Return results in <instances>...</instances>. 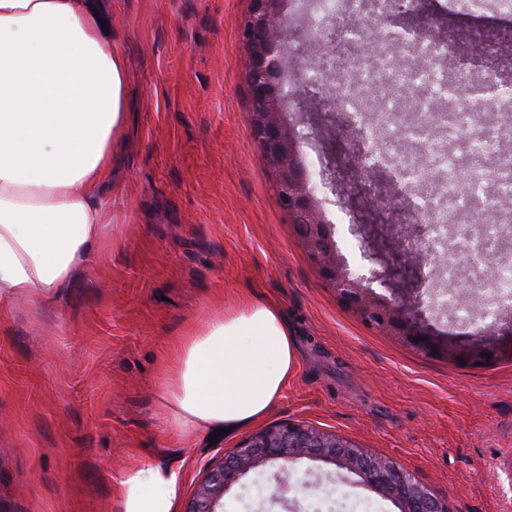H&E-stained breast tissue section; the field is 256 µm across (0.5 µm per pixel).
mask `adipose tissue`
Segmentation results:
<instances>
[{
  "instance_id": "1",
  "label": "adipose tissue",
  "mask_w": 512,
  "mask_h": 512,
  "mask_svg": "<svg viewBox=\"0 0 512 512\" xmlns=\"http://www.w3.org/2000/svg\"><path fill=\"white\" fill-rule=\"evenodd\" d=\"M92 0H0V307L51 299L92 264L109 208L112 141L126 120V63ZM279 305L211 314L162 365L156 417L185 439L262 419L297 368ZM119 512H175L178 470L132 465Z\"/></svg>"
}]
</instances>
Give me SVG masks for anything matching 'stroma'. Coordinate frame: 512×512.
<instances>
[{
	"mask_svg": "<svg viewBox=\"0 0 512 512\" xmlns=\"http://www.w3.org/2000/svg\"><path fill=\"white\" fill-rule=\"evenodd\" d=\"M484 0L389 4L386 21L413 38L425 16L436 30L501 24ZM127 66L126 123L113 141L112 226L97 258L51 302L21 299L0 313V512H118L122 466L180 469L189 499L207 469L248 431L184 442L155 419L160 369L176 340L211 312L276 300L294 332L298 370L265 425L306 423L393 458L447 501L450 512H512V360L471 368L432 358L364 324L308 256L282 208L275 176L251 126L249 58L241 24L250 0H95ZM369 0H342L319 39L303 19L285 31L296 67L290 125L322 164H334L323 210L338 222L387 224L430 247L420 197L398 174L364 171L368 144L355 122L323 106L306 61L334 52L337 73L386 47ZM366 38L348 47L344 31ZM439 66L457 93L482 89L488 72L512 83V42L497 55ZM353 276L436 335L465 339L512 330V307L484 324L442 311L448 290L493 300L490 267L439 284L433 264L406 280L384 277L358 238L332 235ZM397 512L332 467L302 460L250 473L224 512Z\"/></svg>",
	"mask_w": 512,
	"mask_h": 512,
	"instance_id": "obj_1",
	"label": "stroma"
}]
</instances>
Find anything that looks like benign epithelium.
Masks as SVG:
<instances>
[{"label":"benign epithelium","mask_w":512,"mask_h":512,"mask_svg":"<svg viewBox=\"0 0 512 512\" xmlns=\"http://www.w3.org/2000/svg\"><path fill=\"white\" fill-rule=\"evenodd\" d=\"M282 0H251L242 24V41L250 60L249 78L254 110L252 125L263 145V162L274 170L279 201L293 222L308 224V255L323 276L336 289L340 299L367 325L388 336H396L425 355L433 353L467 364L484 361L491 351L499 357L512 355V339L458 345L428 332L406 307L363 286L364 278H352L346 265L330 248L327 223L313 197L304 171L299 166V146L283 121L292 94L274 62L288 58L289 47L283 37ZM392 253L405 264L417 267L420 247L408 248L400 238L392 240ZM307 458L334 468L342 478H353L377 495L395 504L398 512H448V503L413 474L388 456L374 454L359 444L339 438L313 426L278 423L253 434L224 459L211 467L195 489L182 512H223L224 494L250 472L272 462L282 468Z\"/></svg>","instance_id":"obj_1"}]
</instances>
